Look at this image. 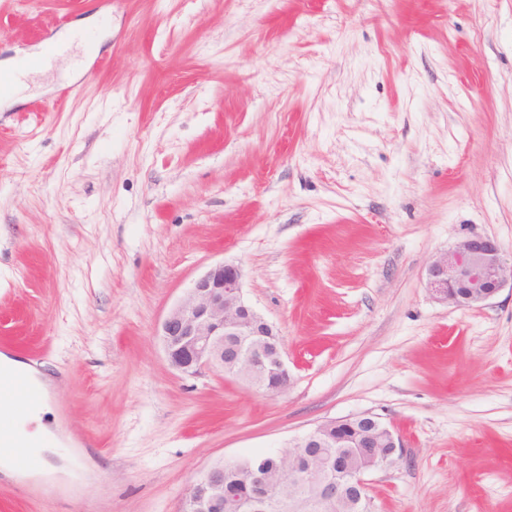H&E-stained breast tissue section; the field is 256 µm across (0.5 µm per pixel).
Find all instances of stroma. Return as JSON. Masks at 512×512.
I'll return each mask as SVG.
<instances>
[{
  "instance_id": "35a3bbf8",
  "label": "stroma",
  "mask_w": 512,
  "mask_h": 512,
  "mask_svg": "<svg viewBox=\"0 0 512 512\" xmlns=\"http://www.w3.org/2000/svg\"><path fill=\"white\" fill-rule=\"evenodd\" d=\"M72 43L0 104V351L81 449L0 512H181L189 485L379 415L375 512H512V290L458 309L430 261L512 254V0H0V61ZM276 325L278 395L172 369L159 336L219 262Z\"/></svg>"
}]
</instances>
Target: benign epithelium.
<instances>
[{
	"instance_id": "obj_1",
	"label": "benign epithelium",
	"mask_w": 512,
	"mask_h": 512,
	"mask_svg": "<svg viewBox=\"0 0 512 512\" xmlns=\"http://www.w3.org/2000/svg\"><path fill=\"white\" fill-rule=\"evenodd\" d=\"M243 270L224 261L195 280L163 320L160 336L168 364L182 375L196 376L218 369L238 379L261 372L278 374L282 382L260 391L277 395L290 380L283 338L244 299ZM512 288V259L490 237H464L436 255L427 270L426 288L439 301L457 308L476 307ZM291 448H355L336 455V466L293 468L283 473L295 489L315 488L304 502L332 512H372L366 476L391 466L403 454V444L381 417L363 413L326 420L288 442ZM214 505L241 512L234 489L224 485V464L210 467L187 490L183 512H208Z\"/></svg>"
}]
</instances>
